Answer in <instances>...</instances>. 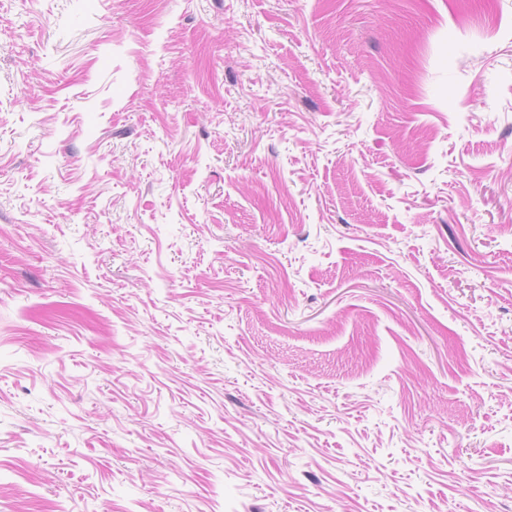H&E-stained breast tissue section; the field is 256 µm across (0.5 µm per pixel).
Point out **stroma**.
<instances>
[{"label":"stroma","mask_w":512,"mask_h":512,"mask_svg":"<svg viewBox=\"0 0 512 512\" xmlns=\"http://www.w3.org/2000/svg\"><path fill=\"white\" fill-rule=\"evenodd\" d=\"M0 512H512V0H0Z\"/></svg>","instance_id":"35a3bbf8"}]
</instances>
